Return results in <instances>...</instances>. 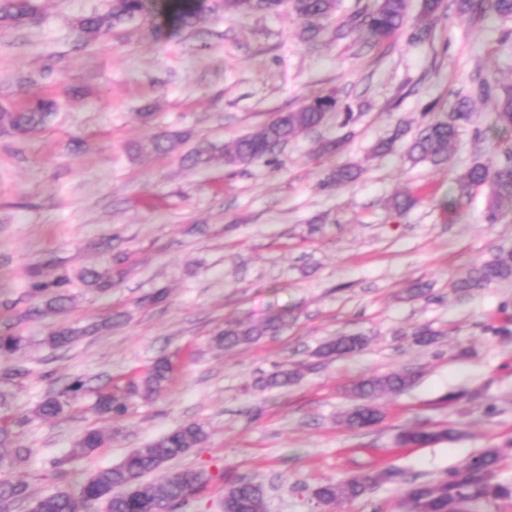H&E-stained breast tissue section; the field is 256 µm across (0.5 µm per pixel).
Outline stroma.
<instances>
[{
    "mask_svg": "<svg viewBox=\"0 0 512 512\" xmlns=\"http://www.w3.org/2000/svg\"><path fill=\"white\" fill-rule=\"evenodd\" d=\"M204 3V21L182 29L159 12L160 0H145L141 19L89 44L77 22L105 0H38L36 21L0 26V101L43 94L63 103L25 138L0 133V330L24 338L0 391L10 412L31 416L20 440L33 450L5 474L36 496L74 491L131 449L197 422L205 442L170 466L204 468L213 480L178 512H219L225 486L241 479L263 483L267 512H403L407 479H436L486 448L500 449L512 479V335L487 329L512 320V281L468 294L453 286L512 246V216L483 223L482 189L456 211L446 207L457 174L512 146V130L480 101L444 164L412 163L401 143L373 153L396 126L412 136L449 112L475 73L512 82V50L498 41L512 20L450 9L429 40L410 43L404 31L370 42L359 22L376 0H339L307 41L290 5L242 14L224 0ZM328 94L339 107L322 127L250 165L225 164L235 139ZM344 133L339 152L319 153ZM162 135L178 136L174 150H153ZM197 150L204 163L188 162ZM346 163L359 164L360 177L329 186ZM406 189L417 204L391 212L388 199ZM36 271L69 277L64 311L43 312V298L31 295ZM89 271L108 272L112 288L88 287ZM282 309L290 319L276 335L226 349L213 340L225 322ZM421 326L438 331L435 343H416ZM61 328L74 341L50 347L47 336ZM357 332L367 338L359 353L317 357L323 342ZM163 357L172 371L158 393L134 398L119 419L98 412L100 392ZM281 369L297 379L255 387ZM403 369L418 379L373 398L380 421L347 426L353 384ZM77 378L85 388L66 413L34 417ZM415 425L461 436L397 445ZM88 429L103 433V446L54 478L53 461ZM376 467L405 479L329 506L311 496Z\"/></svg>",
    "mask_w": 512,
    "mask_h": 512,
    "instance_id": "stroma-1",
    "label": "stroma"
}]
</instances>
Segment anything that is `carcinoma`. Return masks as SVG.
<instances>
[{
	"label": "carcinoma",
	"mask_w": 512,
	"mask_h": 512,
	"mask_svg": "<svg viewBox=\"0 0 512 512\" xmlns=\"http://www.w3.org/2000/svg\"><path fill=\"white\" fill-rule=\"evenodd\" d=\"M460 14L476 20L486 17L507 19L512 17V0H452ZM292 9L303 20V33L315 36L320 22L331 18L337 0H291ZM165 9L170 18L182 26H193L202 19L198 0H166ZM444 0H421L419 19L424 32L444 11ZM408 0H377L374 9L363 16L360 27L368 39L378 42L393 36L406 22ZM39 14L37 0H0V25H20ZM144 15L143 0H110L107 11L92 14L81 20L79 28L86 41L105 34L115 25L134 21ZM491 101L495 106V125L512 129V84L503 85L494 78L480 77L464 95H457L455 103L444 117L425 121L407 146V155L414 161L427 160L442 164L456 140L459 128L472 122L473 102ZM60 103L53 98L33 96L24 104L14 107L0 105V127L23 137L43 124L49 113ZM336 101L326 96L296 110L281 112L259 130L238 138L226 152L227 162L248 165L272 154L275 149L295 138L299 133L321 126ZM359 176L356 165L337 167L330 176V184L342 187ZM456 198L448 204L453 211L473 192L484 187L487 201L482 219L487 224H499L506 216L505 207L512 206V147L493 153V157L474 163L460 172L455 179ZM417 198L407 191L390 199V208L403 213L415 205ZM512 280V249L501 248L494 258L462 272L453 287L461 292L487 288ZM69 278L58 275L44 279L34 274L30 294L45 296L48 311L64 309L68 296L63 289ZM288 320V313L277 312L261 322L233 321L224 325L214 336L217 345L231 348L258 340L278 332ZM23 338L15 333L0 332V360L7 361L22 345ZM366 338L361 334L338 336L324 343L319 350L323 358L351 355L361 350ZM171 364L157 360L140 379L98 396V409L116 417L124 415L134 397H149L168 381ZM296 372L280 370L256 380L262 388L290 384ZM416 375L407 370L380 376H369L352 387L356 404L348 410L344 420L355 429L367 428L380 419L379 411L370 399L379 392H402L413 385ZM84 383L76 379L63 390L47 397L36 414L51 419L62 413L68 400L76 397ZM26 414L0 415V468L4 462L17 464L26 461L33 449L21 444L20 431L29 423ZM207 437L203 425L188 423L164 433L142 448L130 450L120 462L101 468L88 476L75 492L55 490L45 495L30 496L27 485L0 474V512H13L15 504L27 503L28 512H176L187 498V487L201 493L213 479L206 469H169L167 464L188 454ZM455 432L451 429L415 428L404 431L399 438L402 446H421L429 443L451 442ZM104 443L98 430H88L77 441L72 452L53 462L61 475L76 456L89 455ZM501 454L496 448H486L467 459L458 468L438 480L409 483L403 496L405 512H480V509L499 501L512 500V480L501 476ZM157 474L155 482L142 486L141 478ZM402 473L391 468L369 471L341 482H328L312 490L317 503L329 505L340 500L361 498L386 482L396 481ZM266 493L263 485L253 480L240 479L224 488V512H265Z\"/></svg>",
	"instance_id": "carcinoma-1"
}]
</instances>
